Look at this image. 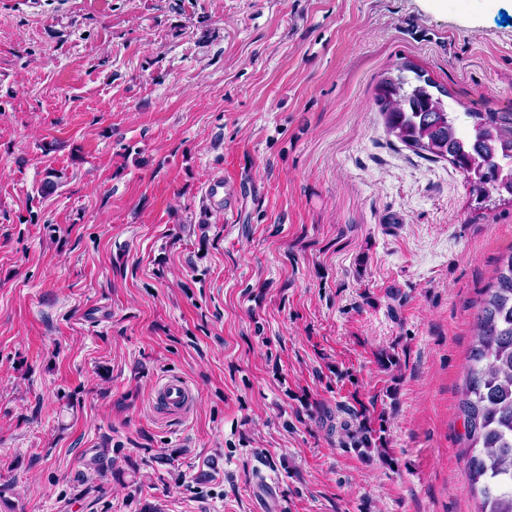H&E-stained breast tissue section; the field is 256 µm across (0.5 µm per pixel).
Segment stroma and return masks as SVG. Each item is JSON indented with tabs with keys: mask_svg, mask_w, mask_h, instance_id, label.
Here are the masks:
<instances>
[{
	"mask_svg": "<svg viewBox=\"0 0 512 512\" xmlns=\"http://www.w3.org/2000/svg\"><path fill=\"white\" fill-rule=\"evenodd\" d=\"M505 15L0 0V512H478L458 401L512 207L375 94L409 61L461 127L512 112ZM362 409L382 451L345 436ZM155 405L169 415H186L194 405V393L188 381L168 376L155 386Z\"/></svg>",
	"mask_w": 512,
	"mask_h": 512,
	"instance_id": "obj_1",
	"label": "stroma"
}]
</instances>
